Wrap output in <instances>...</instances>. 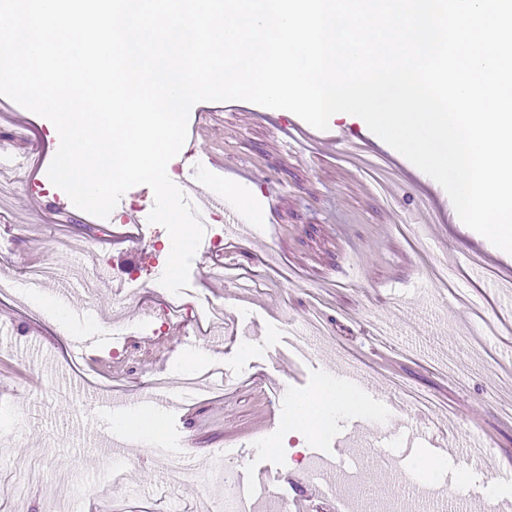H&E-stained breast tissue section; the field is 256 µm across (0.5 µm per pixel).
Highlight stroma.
<instances>
[{
  "mask_svg": "<svg viewBox=\"0 0 512 512\" xmlns=\"http://www.w3.org/2000/svg\"><path fill=\"white\" fill-rule=\"evenodd\" d=\"M299 118L247 101L195 104L189 125H201L194 146H182L170 178L190 174L210 191L226 184L251 199L256 236H238L224 215L206 230L193 258L190 288L196 314L224 307L223 326H161L155 319L170 293L159 283L168 253L166 229L148 223L149 186L129 189L109 218L70 203L47 176L55 155L52 123L0 96V140L24 133L26 171L11 174L13 191L0 198V276L22 282L29 268L50 263L48 288L75 287L79 276L99 286L82 301L96 320L111 323L106 362L75 356L25 296L0 301V455L40 466L20 495H1L0 512H109L94 498H74L73 479L107 476L112 448L92 428L100 397L134 401L153 392L155 375L176 387L189 354L205 350L223 365L228 385L196 397L187 417H166L161 436L189 451L224 453L240 468L251 446L279 466V494H255L250 512H283V499H314L319 490L341 501L357 497L369 512H483L512 506V334L487 336L482 318L512 321V254L457 218L445 190L369 128L336 119L328 130L290 134ZM357 136L368 155L386 159L375 178L367 159L327 152L324 140ZM141 216L127 223L129 214ZM223 234L225 264L256 275L257 287H230L210 274V238ZM447 263L455 289L434 270ZM308 359H300L298 349ZM360 371L371 398L385 406L395 383L431 398L432 410L361 422L344 416L320 442L288 437L290 396L306 393L343 362ZM441 424L458 434L483 433L484 469L447 450L445 478L424 482L421 495L405 485L414 468L383 462L376 435L396 426L424 434ZM340 443L335 469L312 454ZM131 478L139 493L125 512H227L232 493L207 461L193 476L170 470L171 457L130 447ZM467 482H460V474Z\"/></svg>",
  "mask_w": 512,
  "mask_h": 512,
  "instance_id": "35a3bbf8",
  "label": "stroma"
}]
</instances>
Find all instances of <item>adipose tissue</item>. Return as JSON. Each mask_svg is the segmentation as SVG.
<instances>
[{"mask_svg":"<svg viewBox=\"0 0 512 512\" xmlns=\"http://www.w3.org/2000/svg\"><path fill=\"white\" fill-rule=\"evenodd\" d=\"M291 403L288 434L299 438L324 436L342 414L380 415L379 407L362 391L333 375L324 377L308 393L292 397Z\"/></svg>","mask_w":512,"mask_h":512,"instance_id":"1","label":"adipose tissue"}]
</instances>
